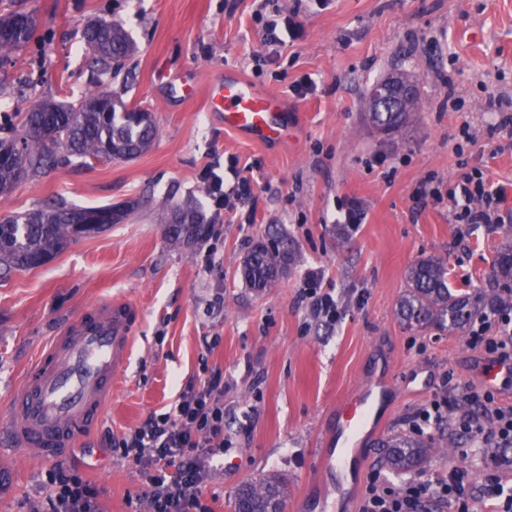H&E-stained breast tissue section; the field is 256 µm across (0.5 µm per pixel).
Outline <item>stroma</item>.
<instances>
[{
  "label": "stroma",
  "mask_w": 512,
  "mask_h": 512,
  "mask_svg": "<svg viewBox=\"0 0 512 512\" xmlns=\"http://www.w3.org/2000/svg\"><path fill=\"white\" fill-rule=\"evenodd\" d=\"M36 11L35 40L0 67V127L37 100L75 101L93 85L80 41L90 20L120 22L138 45L107 90L154 113L158 136L131 160L71 159L0 195V220L63 199L77 206L139 201L120 224L83 238L50 261L0 279V430L11 400L53 336L82 311L122 296L140 307L135 354L95 427L59 461L0 454V512H29L43 500L55 465L76 469L96 488L103 512H146L149 477L121 458L111 437L169 410L202 366L224 372V436L204 497L213 512H234L240 485L263 474L287 487L284 512L335 499L320 448L338 404L371 377L386 378L380 428L357 448L358 476L343 500L358 512L372 471L391 485L381 441L449 385L483 382L486 361L464 332L411 333L396 317L406 273L419 259L448 261L452 288L490 279L506 224H452L447 205L414 196L426 178L440 185L481 169L505 187L512 208V135L497 129L512 113V0H0V12ZM297 15L298 40L265 46L263 8ZM189 70L194 95L173 97L167 74ZM233 70L279 95L294 114L288 141L265 146L225 130L202 92ZM416 81L421 108L400 134L366 119L368 92L394 72ZM312 93L294 96L303 77ZM474 144L454 152L462 126ZM236 164L250 177L255 204L239 205L214 232L188 247L166 237L172 205L210 213L207 166ZM359 201L360 224L336 225L338 206ZM288 238L295 261L262 291L241 275L253 244ZM331 290L340 317L312 319L298 291L308 272ZM218 337L212 353L202 340Z\"/></svg>",
  "instance_id": "obj_1"
}]
</instances>
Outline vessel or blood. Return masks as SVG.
<instances>
[{
	"label": "vessel or blood",
	"mask_w": 512,
	"mask_h": 512,
	"mask_svg": "<svg viewBox=\"0 0 512 512\" xmlns=\"http://www.w3.org/2000/svg\"><path fill=\"white\" fill-rule=\"evenodd\" d=\"M210 111L224 115V128L266 144L287 141V104L256 89L237 73L207 88ZM140 313L113 299L71 320L43 353L12 398L14 423L0 432V448L30 449L46 459L60 457L100 418L133 354ZM375 387L348 395L337 408L336 435L327 464L339 474L352 470L349 450L373 428Z\"/></svg>",
	"instance_id": "1"
}]
</instances>
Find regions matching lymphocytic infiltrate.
I'll use <instances>...</instances> for the list:
<instances>
[{
  "label": "lymphocytic infiltrate",
  "instance_id": "lymphocytic-infiltrate-1",
  "mask_svg": "<svg viewBox=\"0 0 512 512\" xmlns=\"http://www.w3.org/2000/svg\"><path fill=\"white\" fill-rule=\"evenodd\" d=\"M417 198L447 202L454 224H502L505 189L487 183L480 169L457 179L448 191L423 181ZM469 344L481 349L489 366L512 363V310L498 308L474 320ZM448 420L465 441L462 457L482 442L512 446V404L501 402L495 389L470 384L454 387L431 401L410 420L413 431L431 430ZM224 372L204 369L198 382L180 392L170 410L150 415L140 426L113 437V447L131 465L149 470L150 512H212L204 502L211 459L224 450ZM49 492L34 512H101L93 487L73 469L54 467ZM360 512H512V481L486 474L475 484L469 469L453 465L431 478L416 477L391 488L380 471H372Z\"/></svg>",
  "mask_w": 512,
  "mask_h": 512
}]
</instances>
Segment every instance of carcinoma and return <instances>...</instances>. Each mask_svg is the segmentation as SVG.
<instances>
[{"label": "carcinoma", "instance_id": "obj_1", "mask_svg": "<svg viewBox=\"0 0 512 512\" xmlns=\"http://www.w3.org/2000/svg\"><path fill=\"white\" fill-rule=\"evenodd\" d=\"M38 19L32 12L13 10L0 14V61L25 48L34 38ZM92 49L93 63L117 72L137 52V44L123 26L110 19L90 23L82 33ZM414 97L404 112H369L370 122L386 133L400 130L410 112L417 109ZM157 126L152 112L124 102L97 84L76 102L39 101L21 116L11 139L0 138V154L12 157L0 165V185L12 184L21 175L31 180L58 163L63 151L84 160L132 159L149 149ZM133 207L73 206L62 201L0 221V275L38 267L73 242L101 232L128 218ZM167 238L190 245L208 233L204 217L189 204L171 207ZM295 260L282 240L258 242L246 256L241 274L253 288L269 287ZM492 275L499 292L488 297L476 292L453 294L448 288V266L435 258H423L407 272V288L398 300L399 323L411 331L463 329L475 317L496 307H512V244L496 257ZM388 449L387 464L393 470L417 466L430 452L448 453L453 444L443 435L398 431L382 440ZM285 497L283 482L264 475L245 482L234 497V512H273Z\"/></svg>", "mask_w": 512, "mask_h": 512}]
</instances>
